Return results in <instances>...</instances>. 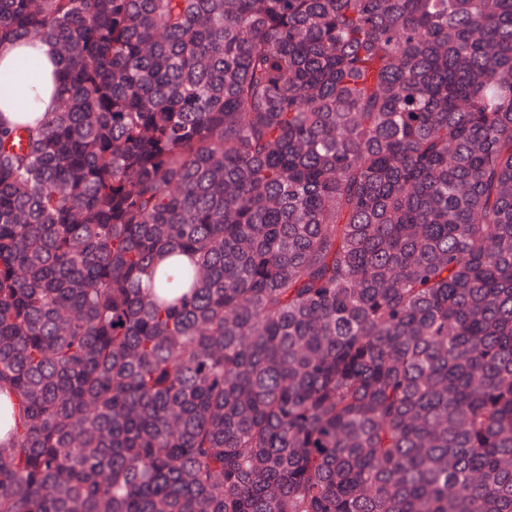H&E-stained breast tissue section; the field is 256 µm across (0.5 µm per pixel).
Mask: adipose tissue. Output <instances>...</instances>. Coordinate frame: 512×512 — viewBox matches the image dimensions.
Returning <instances> with one entry per match:
<instances>
[{"instance_id": "adipose-tissue-1", "label": "adipose tissue", "mask_w": 512, "mask_h": 512, "mask_svg": "<svg viewBox=\"0 0 512 512\" xmlns=\"http://www.w3.org/2000/svg\"><path fill=\"white\" fill-rule=\"evenodd\" d=\"M29 57L36 63L34 73L20 75L19 81L30 97L36 98V111L28 113L29 122H36L50 111L54 97L53 73L58 55L52 43L38 41L31 45L19 44L0 50V72L14 70L19 59Z\"/></svg>"}]
</instances>
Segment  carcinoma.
<instances>
[{
	"instance_id": "carcinoma-1",
	"label": "carcinoma",
	"mask_w": 512,
	"mask_h": 512,
	"mask_svg": "<svg viewBox=\"0 0 512 512\" xmlns=\"http://www.w3.org/2000/svg\"><path fill=\"white\" fill-rule=\"evenodd\" d=\"M37 40L0 512H512V0H0ZM33 43L34 45H25L21 42L0 52V72L14 70L20 58L30 57L36 63L34 73L19 75V81L25 91L30 97L39 99L36 112L27 115V120L31 123H35L45 112L51 110L55 89L53 73L58 63L57 50L52 43Z\"/></svg>"
}]
</instances>
